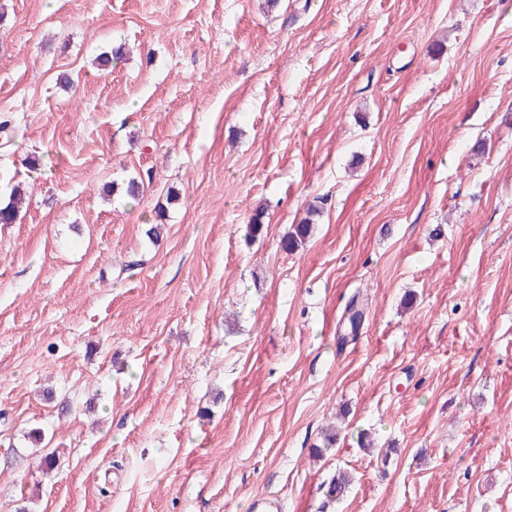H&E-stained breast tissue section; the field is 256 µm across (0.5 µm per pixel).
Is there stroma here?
Masks as SVG:
<instances>
[{
  "mask_svg": "<svg viewBox=\"0 0 512 512\" xmlns=\"http://www.w3.org/2000/svg\"><path fill=\"white\" fill-rule=\"evenodd\" d=\"M3 120L0 512H512V0H0ZM319 210L311 206L307 209V216L304 217L299 224H295L293 231L284 240V246L289 251H294L305 244L311 236L313 230V222L311 217L318 214Z\"/></svg>",
  "mask_w": 512,
  "mask_h": 512,
  "instance_id": "35a3bbf8",
  "label": "stroma"
}]
</instances>
